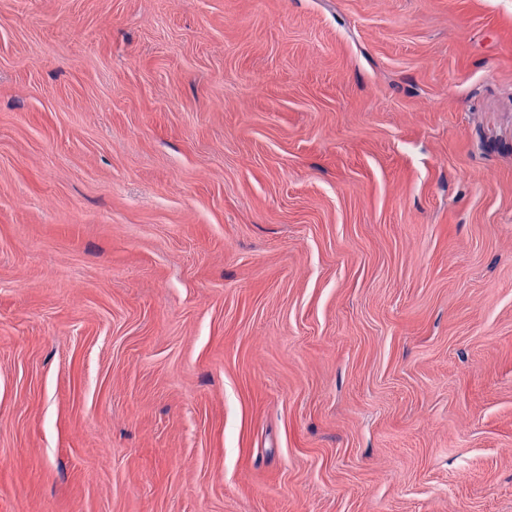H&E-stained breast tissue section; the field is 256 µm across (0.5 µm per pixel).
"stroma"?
Returning a JSON list of instances; mask_svg holds the SVG:
<instances>
[{"mask_svg": "<svg viewBox=\"0 0 512 512\" xmlns=\"http://www.w3.org/2000/svg\"><path fill=\"white\" fill-rule=\"evenodd\" d=\"M0 512H512V0H0Z\"/></svg>", "mask_w": 512, "mask_h": 512, "instance_id": "stroma-1", "label": "stroma"}]
</instances>
